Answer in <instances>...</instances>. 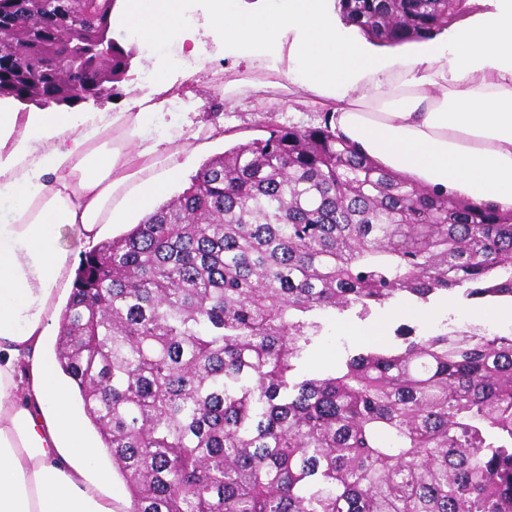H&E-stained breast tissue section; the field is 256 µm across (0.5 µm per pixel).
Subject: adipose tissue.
<instances>
[{
	"label": "adipose tissue",
	"instance_id": "1",
	"mask_svg": "<svg viewBox=\"0 0 512 512\" xmlns=\"http://www.w3.org/2000/svg\"><path fill=\"white\" fill-rule=\"evenodd\" d=\"M334 0L248 9L209 0L207 23L239 57L282 69L297 103L380 166L439 195L512 209V0L455 22L417 53L352 35ZM183 0H115L112 28L185 45ZM175 85L122 112H19L0 100V512H128L104 451L46 350L54 310L73 286L61 229L96 242L152 210L190 147L181 128L154 136Z\"/></svg>",
	"mask_w": 512,
	"mask_h": 512
}]
</instances>
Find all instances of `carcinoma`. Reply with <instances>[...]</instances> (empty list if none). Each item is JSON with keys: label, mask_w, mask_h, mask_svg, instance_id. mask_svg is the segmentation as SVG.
Here are the masks:
<instances>
[{"label": "carcinoma", "mask_w": 512, "mask_h": 512, "mask_svg": "<svg viewBox=\"0 0 512 512\" xmlns=\"http://www.w3.org/2000/svg\"><path fill=\"white\" fill-rule=\"evenodd\" d=\"M115 0H0V96L70 105L67 61L112 93L130 54ZM467 0H336L385 45ZM69 24L74 39L60 29ZM459 293L512 304V211L426 192L330 127H278L82 254L56 360L130 512H512V331L380 343L294 380L328 310L361 319Z\"/></svg>", "instance_id": "1"}]
</instances>
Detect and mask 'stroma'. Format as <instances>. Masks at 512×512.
Wrapping results in <instances>:
<instances>
[{"label": "stroma", "instance_id": "obj_1", "mask_svg": "<svg viewBox=\"0 0 512 512\" xmlns=\"http://www.w3.org/2000/svg\"><path fill=\"white\" fill-rule=\"evenodd\" d=\"M205 0H193L195 14L193 28L196 38L209 58V72L192 81L195 67L193 58L178 49L164 55H152L143 44L124 40L131 53L130 68L117 92L111 96L87 99L75 104L78 112H121L133 97L153 95V72L164 71L170 79L191 82L200 107L184 109L174 104L177 120L186 134L196 135L204 144L203 152L184 155V174L181 183L175 184L171 195L181 193L190 184L205 162L231 146L254 138L268 137L272 128L294 126L300 129L321 123V110L296 104L288 91V81L282 73L260 68L235 59L224 50V44L215 38L205 23ZM235 82L240 105L230 106L224 99V85ZM324 342L313 344L297 363L299 374L314 376L334 370L348 356L357 354L372 337L393 335L400 325L414 328L424 335L439 329H450L464 324H476L488 330L507 332L512 325L500 322L495 316L464 307L456 296L440 297L422 306L413 315L402 314L395 305L375 308L366 319H359L355 312H330L323 319Z\"/></svg>", "mask_w": 512, "mask_h": 512}]
</instances>
